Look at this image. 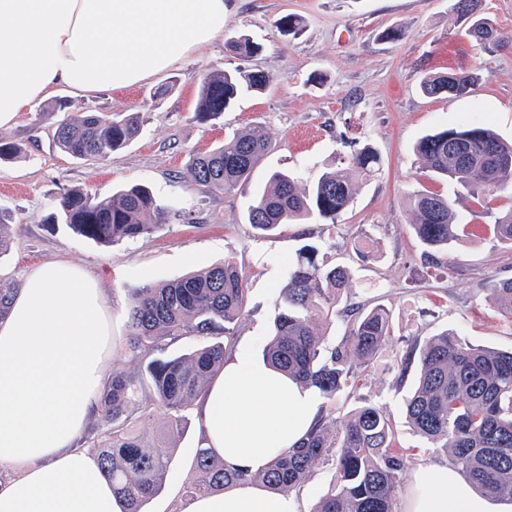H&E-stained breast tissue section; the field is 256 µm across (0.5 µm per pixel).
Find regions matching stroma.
I'll use <instances>...</instances> for the list:
<instances>
[{
	"instance_id": "1",
	"label": "stroma",
	"mask_w": 512,
	"mask_h": 512,
	"mask_svg": "<svg viewBox=\"0 0 512 512\" xmlns=\"http://www.w3.org/2000/svg\"><path fill=\"white\" fill-rule=\"evenodd\" d=\"M454 0H226L222 39L191 53L179 65L142 84L76 96L56 90L0 139L18 144L20 158L0 162V213L6 215V246L0 278L22 282L28 270L64 258L84 267L112 298L113 339L126 337L130 288L162 284L224 261H233L247 286L244 318L236 338L269 336L288 271L307 244L320 259L350 271L356 300L385 305L391 337L364 371L356 390L322 402V411L343 420L371 403L393 418L409 471L446 465L409 427L404 402L416 384L415 371L401 372L407 348L454 331L475 345L512 348V318L481 293L487 278H512V247L492 228L495 216L512 209V194L478 203L453 185L436 181L414 151L424 134L459 124H487L512 140V0H483L498 44L485 50L470 41L453 11ZM302 18L298 34H283L281 16ZM397 31L390 39L389 31ZM246 34L258 53L235 56L228 39ZM239 69L272 74L265 89L226 110L216 120L196 117L198 77ZM480 73L472 93L424 96L420 83L435 73ZM172 83L166 95L162 84ZM137 114L139 131L106 160H77L55 144L57 125L73 115ZM259 125L272 149L254 168L247 185L230 193L190 185L184 173L195 154L225 137ZM372 145L383 166L361 183L352 204L336 222L310 218L260 236L247 222V208L272 172H290L301 184L344 165L354 151ZM133 185L148 187L179 212L153 233L113 245L80 236L48 220L67 190L80 187L109 196ZM434 191L452 198L469 224L467 232L426 266L409 225V193ZM200 428L187 410L177 434L163 443L172 466L145 512H184L189 482L199 477L195 456Z\"/></svg>"
}]
</instances>
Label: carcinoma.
<instances>
[{
	"mask_svg": "<svg viewBox=\"0 0 512 512\" xmlns=\"http://www.w3.org/2000/svg\"><path fill=\"white\" fill-rule=\"evenodd\" d=\"M482 0H455L453 10L468 21L467 33L478 44L494 42V27L481 12ZM234 55H251L259 45L245 35L226 43ZM271 81L265 72H210L199 77L196 116L207 122L220 117L243 94L261 90ZM478 81L473 72L428 75L421 82L426 95L464 96ZM139 116L103 117L85 112L60 124L56 144L75 159H106L137 134ZM270 149L263 127L224 140L195 155L187 169L199 187L232 192L246 183ZM416 154L424 169L460 185L476 197L512 192V143L492 129L463 124L439 129L420 138ZM382 167L370 145L359 149L346 166L326 172L310 188L286 173L272 174L268 189L247 208V221L268 233L282 224L315 217L336 223L358 189L357 177L369 178ZM414 235L425 256L445 250L465 230L448 196L414 192L408 197ZM56 218L76 233L100 243H116L152 233L178 216L146 187L132 186L102 197L80 188L65 193ZM497 239L512 246V210L495 217ZM318 250L305 247L289 271L281 291L279 312L264 360L321 397L354 385L390 336L391 314L379 304L366 308L347 300L345 335L340 344L326 345L315 332V320L336 316V303L350 288L348 270L318 261ZM482 291L497 308L512 316V278L488 281ZM14 284L0 280V319L7 316ZM245 279L238 267L224 262L161 285L128 289V334L124 354L144 362L138 373L112 372L101 399L99 419L84 439L98 449L96 461L123 503V512H142L143 504L162 488L171 457L145 444L131 421L141 422L161 411L164 434L180 429L184 412L203 396L210 380L234 348L229 325L246 315ZM178 337L198 341L188 353L163 357L162 342ZM417 364L419 378L405 405L414 431L478 492L512 502V351L470 344L444 331L419 349L406 352L401 374ZM334 465L330 491L315 512H395L407 472L406 451L396 446L390 416L363 404L342 422L321 417L297 447L288 449L254 479L277 492L299 488L323 461ZM195 468L202 479L189 486L201 496L224 491L248 477L230 468L211 448H201Z\"/></svg>",
	"mask_w": 512,
	"mask_h": 512,
	"instance_id": "cac0c4a2",
	"label": "carcinoma"
}]
</instances>
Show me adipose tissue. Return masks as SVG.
Segmentation results:
<instances>
[{
	"mask_svg": "<svg viewBox=\"0 0 512 512\" xmlns=\"http://www.w3.org/2000/svg\"><path fill=\"white\" fill-rule=\"evenodd\" d=\"M226 0H0V128L57 88L129 87L224 32ZM112 301L83 267L43 263L0 320V512H122L79 441L100 414ZM253 338L225 355L196 404L202 445L255 474L303 441L316 393L258 360ZM186 512H300L295 495L243 481ZM407 512H491L454 470L416 471Z\"/></svg>",
	"mask_w": 512,
	"mask_h": 512,
	"instance_id": "adipose-tissue-1",
	"label": "adipose tissue"
}]
</instances>
